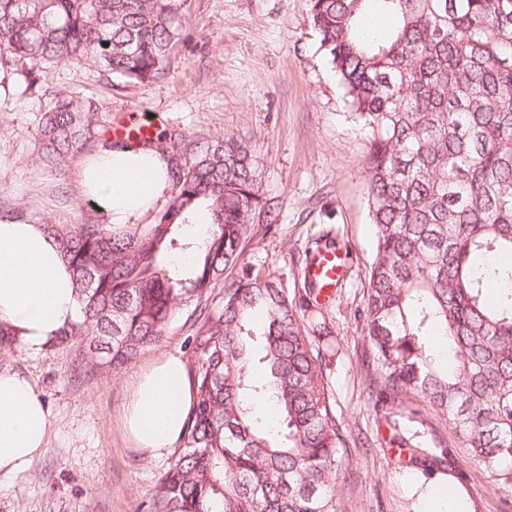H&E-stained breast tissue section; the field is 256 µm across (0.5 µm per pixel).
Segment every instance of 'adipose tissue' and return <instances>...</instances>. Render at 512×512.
Returning <instances> with one entry per match:
<instances>
[{"label": "adipose tissue", "instance_id": "obj_1", "mask_svg": "<svg viewBox=\"0 0 512 512\" xmlns=\"http://www.w3.org/2000/svg\"><path fill=\"white\" fill-rule=\"evenodd\" d=\"M79 184L114 224L135 220L170 189L162 153L152 145L100 149L81 166ZM77 307L73 274L44 224L0 220V323L37 348L75 319ZM192 400L186 361L161 357L133 382L126 435L139 450L165 456L182 437ZM49 426V409L31 381L0 372V473L24 475L45 453Z\"/></svg>", "mask_w": 512, "mask_h": 512}]
</instances>
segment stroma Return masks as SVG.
<instances>
[{
	"label": "stroma",
	"instance_id": "stroma-1",
	"mask_svg": "<svg viewBox=\"0 0 512 512\" xmlns=\"http://www.w3.org/2000/svg\"><path fill=\"white\" fill-rule=\"evenodd\" d=\"M312 0H187L191 39L171 54L165 76L126 85L98 67L74 65L32 79L26 65L0 58V210L20 208L64 223H107L84 200L78 153L48 167L35 144L38 116L66 92L100 105L99 129L127 119L178 128L187 137L230 135L251 147L265 207L253 221L245 263L282 274L322 232L350 252L332 302L337 354L330 385L348 449L336 485L338 512H421L418 494L438 487L403 465L390 431L368 398L363 365L366 268L375 228L366 205L368 136L355 121L311 24ZM193 318L181 309L160 342L131 363L86 370L77 340L31 349L0 345V372L31 380L51 413L46 452L24 477L0 473V512H152L155 487L170 457L134 448L120 417L137 374L152 361L189 357ZM451 472L470 495L472 512H496L497 482L466 452Z\"/></svg>",
	"mask_w": 512,
	"mask_h": 512
}]
</instances>
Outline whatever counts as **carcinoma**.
Wrapping results in <instances>:
<instances>
[{"label":"carcinoma","mask_w":512,"mask_h":512,"mask_svg":"<svg viewBox=\"0 0 512 512\" xmlns=\"http://www.w3.org/2000/svg\"><path fill=\"white\" fill-rule=\"evenodd\" d=\"M185 0H0V56L99 66L125 83L165 75L190 39ZM393 18L382 37L374 10ZM312 26L369 133L366 202L376 230L364 323L369 394L389 444L427 477L457 449L449 421L512 512V0H312ZM98 105L60 93L38 118L37 157L57 165L99 139ZM174 198L151 224L38 222L72 268L85 366L129 364L180 309L239 269L195 319L193 405L153 512H337L347 443L327 370L336 355L320 289L288 290L241 263L264 208L253 152L226 136L156 139ZM209 214L207 233L192 216ZM336 250L324 233L299 256Z\"/></svg>","instance_id":"obj_1"}]
</instances>
